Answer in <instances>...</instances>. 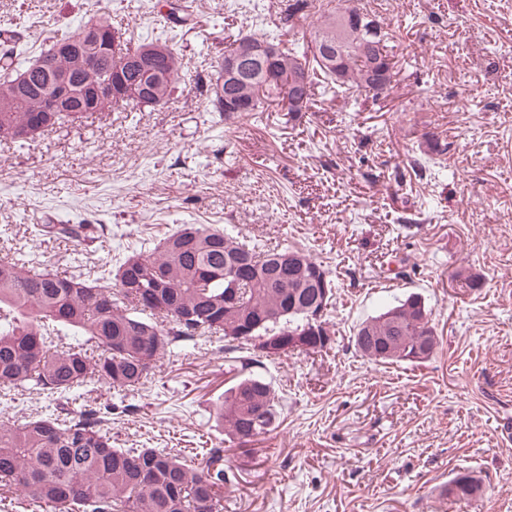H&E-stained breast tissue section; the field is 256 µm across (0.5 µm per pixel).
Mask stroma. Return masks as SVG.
<instances>
[{"mask_svg":"<svg viewBox=\"0 0 512 512\" xmlns=\"http://www.w3.org/2000/svg\"><path fill=\"white\" fill-rule=\"evenodd\" d=\"M156 0H0L26 67L53 35L108 12L130 44L161 30ZM169 36L183 80L165 106H115L33 142L0 141V258L52 273L119 261L183 224L299 247L335 280L330 348L266 361L279 427L247 446L215 418L224 341L161 360L113 414L116 448L224 450V512H512V0H362L388 25L393 82L379 100L319 97L312 112L211 111L206 84L243 35L272 30L285 0H186ZM447 153H438L440 145ZM427 160L401 186L395 168ZM91 224V241L37 235ZM416 294L439 346L377 365L357 325ZM460 473L471 500L448 497ZM481 491V483L471 475H458L448 486V495L459 499H468L476 496Z\"/></svg>","mask_w":512,"mask_h":512,"instance_id":"stroma-1","label":"stroma"}]
</instances>
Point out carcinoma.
Masks as SVG:
<instances>
[{
  "instance_id": "1",
  "label": "carcinoma",
  "mask_w": 512,
  "mask_h": 512,
  "mask_svg": "<svg viewBox=\"0 0 512 512\" xmlns=\"http://www.w3.org/2000/svg\"><path fill=\"white\" fill-rule=\"evenodd\" d=\"M311 0H290L279 12L275 40L280 55L276 68L281 85L262 80L263 62L255 61L231 82L218 66L209 85L214 112L231 120L238 113L266 112L288 105L292 80L306 83L305 111H311L315 89L380 92L371 75L382 70L387 83L395 75L394 56L381 21L358 5L324 12L314 26L310 46L290 45L288 31L309 24ZM363 19L358 25L346 15ZM265 38L246 35L224 52L233 58L245 45ZM0 141L10 130L37 124L38 92L18 94L12 86L19 34L0 31ZM167 53V76L155 80V98L166 105L182 80L177 57L165 41L143 42L104 60L98 76L121 68L129 82L142 80L130 53ZM88 224H42L39 231L56 238L81 240ZM326 276L328 294L319 285ZM335 283L321 263L298 249L256 250L239 236L197 224H183L151 250L133 251L117 270L102 268L95 277L58 275L38 270L30 260L0 259V394L15 396L33 390L46 402L44 411L11 424H0V507L8 512L9 496L19 492L34 509L56 512H223L224 449L211 448L197 465L179 459L175 450L112 447V406L85 409L75 415L69 400L81 398L95 384L117 393L135 392L164 356L204 334H220L228 373L235 383L224 391L217 414L231 440L245 445L278 427L279 396L254 373L264 360L293 351L286 338H304V351H322L330 344L324 325L314 331L311 310L325 312L332 304ZM245 333L270 346L251 343L239 354ZM362 356L382 364L422 363L438 346L431 313L417 296L390 305L362 321L353 336ZM481 491L471 475H459L448 494L468 499Z\"/></svg>"
}]
</instances>
